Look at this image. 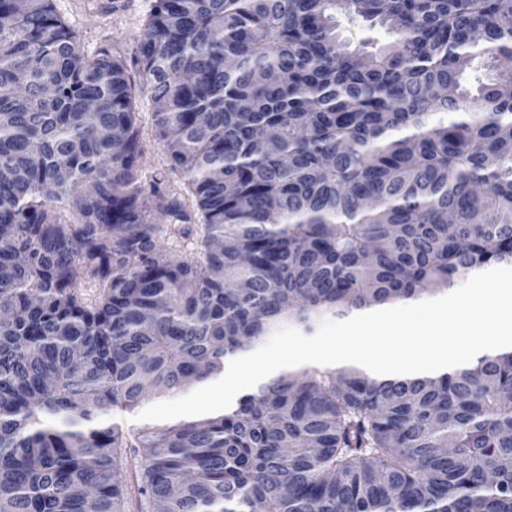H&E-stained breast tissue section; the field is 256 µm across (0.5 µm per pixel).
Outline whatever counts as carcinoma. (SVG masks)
<instances>
[{
  "label": "carcinoma",
  "mask_w": 512,
  "mask_h": 512,
  "mask_svg": "<svg viewBox=\"0 0 512 512\" xmlns=\"http://www.w3.org/2000/svg\"><path fill=\"white\" fill-rule=\"evenodd\" d=\"M509 56L512 0H152L133 65L169 167L148 177L128 61L86 53L55 0H0V512H87L79 488L125 512L112 412L285 324L512 266ZM477 57L496 75L473 86ZM137 441L140 512H512V350L282 371Z\"/></svg>",
  "instance_id": "carcinoma-1"
}]
</instances>
